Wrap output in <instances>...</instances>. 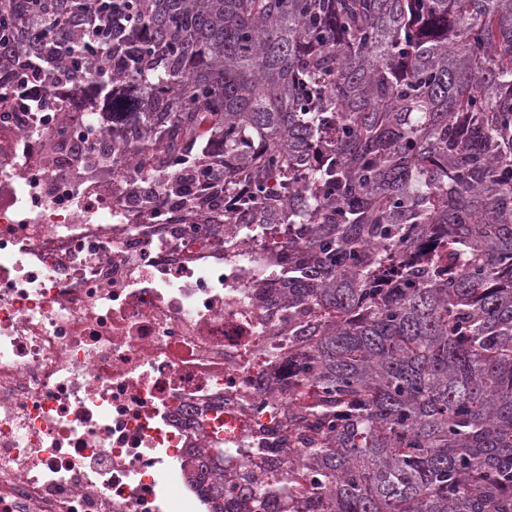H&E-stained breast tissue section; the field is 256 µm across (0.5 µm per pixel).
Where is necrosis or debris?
<instances>
[{"instance_id": "obj_1", "label": "necrosis or debris", "mask_w": 512, "mask_h": 512, "mask_svg": "<svg viewBox=\"0 0 512 512\" xmlns=\"http://www.w3.org/2000/svg\"><path fill=\"white\" fill-rule=\"evenodd\" d=\"M0 113V512H205L192 448H284L259 239L140 211L67 101Z\"/></svg>"}]
</instances>
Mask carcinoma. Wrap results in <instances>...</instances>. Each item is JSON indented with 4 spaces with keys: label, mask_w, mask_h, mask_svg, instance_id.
<instances>
[{
    "label": "carcinoma",
    "mask_w": 512,
    "mask_h": 512,
    "mask_svg": "<svg viewBox=\"0 0 512 512\" xmlns=\"http://www.w3.org/2000/svg\"><path fill=\"white\" fill-rule=\"evenodd\" d=\"M3 75L267 240L301 456L213 512H512V0H0Z\"/></svg>",
    "instance_id": "carcinoma-1"
}]
</instances>
